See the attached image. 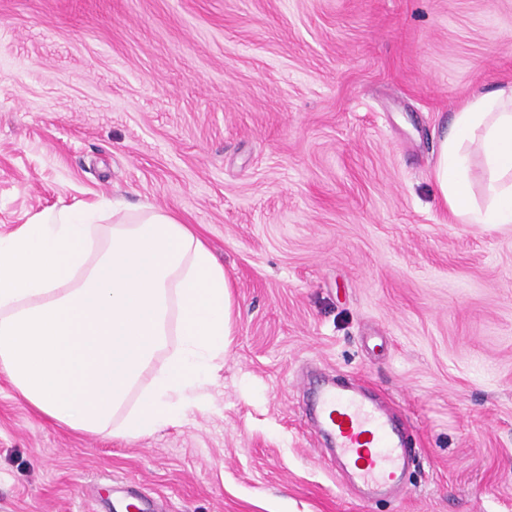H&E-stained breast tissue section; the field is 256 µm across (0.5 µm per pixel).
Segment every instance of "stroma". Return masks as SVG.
Masks as SVG:
<instances>
[{
    "instance_id": "stroma-1",
    "label": "stroma",
    "mask_w": 512,
    "mask_h": 512,
    "mask_svg": "<svg viewBox=\"0 0 512 512\" xmlns=\"http://www.w3.org/2000/svg\"><path fill=\"white\" fill-rule=\"evenodd\" d=\"M512 85V0H0V233L119 200L176 214L232 284L210 401L70 431L0 373V512H512V224L433 172ZM391 400L421 450L359 499L313 375Z\"/></svg>"
}]
</instances>
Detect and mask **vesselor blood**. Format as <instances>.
Instances as JSON below:
<instances>
[{"label":"vessel or blood","mask_w":512,"mask_h":512,"mask_svg":"<svg viewBox=\"0 0 512 512\" xmlns=\"http://www.w3.org/2000/svg\"><path fill=\"white\" fill-rule=\"evenodd\" d=\"M315 407L343 466L373 496L397 485L420 454L406 429L362 393L330 384L319 391Z\"/></svg>","instance_id":"obj_1"}]
</instances>
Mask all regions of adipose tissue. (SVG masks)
Segmentation results:
<instances>
[{
    "instance_id": "adipose-tissue-1",
    "label": "adipose tissue",
    "mask_w": 512,
    "mask_h": 512,
    "mask_svg": "<svg viewBox=\"0 0 512 512\" xmlns=\"http://www.w3.org/2000/svg\"><path fill=\"white\" fill-rule=\"evenodd\" d=\"M435 178L464 223L512 224V85L456 113ZM231 288L175 214L80 203L36 213L0 235V372L70 430L151 435L206 406L230 343Z\"/></svg>"
}]
</instances>
